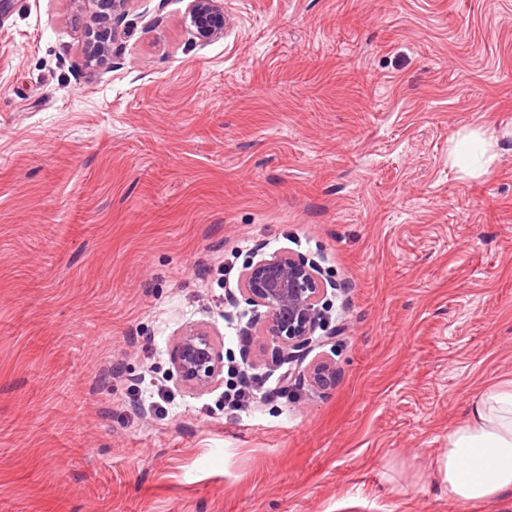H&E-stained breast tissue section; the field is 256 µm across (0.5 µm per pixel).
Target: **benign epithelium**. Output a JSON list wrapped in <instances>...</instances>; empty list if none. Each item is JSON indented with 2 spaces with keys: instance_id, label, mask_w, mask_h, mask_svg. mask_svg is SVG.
I'll return each mask as SVG.
<instances>
[{
  "instance_id": "1",
  "label": "benign epithelium",
  "mask_w": 512,
  "mask_h": 512,
  "mask_svg": "<svg viewBox=\"0 0 512 512\" xmlns=\"http://www.w3.org/2000/svg\"><path fill=\"white\" fill-rule=\"evenodd\" d=\"M131 0H82L81 9L95 22L123 16ZM188 20L195 35L207 41L224 33L226 23L222 0H191ZM120 32L97 30L88 43L89 57L99 60L108 54L109 39ZM240 292L253 306L254 315L245 330L257 336L262 344H273L272 356L277 360H300L314 345H326L334 332L316 335L326 328L324 298L326 283L318 266L289 251L274 253L247 264L241 275ZM174 367L178 381L194 391H206L223 372L221 344L203 325L190 326L176 339ZM336 362L326 356L313 360L303 371V379L314 390L336 384Z\"/></svg>"
}]
</instances>
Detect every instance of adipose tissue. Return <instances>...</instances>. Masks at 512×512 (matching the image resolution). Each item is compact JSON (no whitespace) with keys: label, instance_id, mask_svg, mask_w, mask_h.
Returning <instances> with one entry per match:
<instances>
[{"label":"adipose tissue","instance_id":"1","mask_svg":"<svg viewBox=\"0 0 512 512\" xmlns=\"http://www.w3.org/2000/svg\"><path fill=\"white\" fill-rule=\"evenodd\" d=\"M434 482L460 507L491 504L512 492V381L478 392L466 420L433 462Z\"/></svg>","mask_w":512,"mask_h":512}]
</instances>
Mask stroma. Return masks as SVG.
<instances>
[{
	"label": "stroma",
	"mask_w": 512,
	"mask_h": 512,
	"mask_svg": "<svg viewBox=\"0 0 512 512\" xmlns=\"http://www.w3.org/2000/svg\"><path fill=\"white\" fill-rule=\"evenodd\" d=\"M189 4L91 70L73 0H0V512H458L430 463L512 379V0H224L207 43ZM261 243L320 265L339 376L230 412L172 349L240 360ZM174 367L178 381L194 391H206L223 372L221 344L212 331L203 325L190 326L176 339Z\"/></svg>",
	"instance_id": "35a3bbf8"
}]
</instances>
